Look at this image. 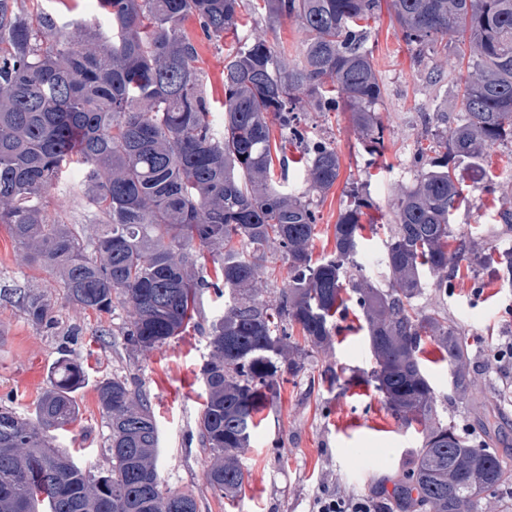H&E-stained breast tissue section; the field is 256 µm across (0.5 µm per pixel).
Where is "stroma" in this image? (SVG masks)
Here are the masks:
<instances>
[{"label":"stroma","instance_id":"1","mask_svg":"<svg viewBox=\"0 0 512 512\" xmlns=\"http://www.w3.org/2000/svg\"><path fill=\"white\" fill-rule=\"evenodd\" d=\"M248 31L266 35L289 62L300 57L302 33L296 18L268 27L263 9L247 17ZM198 49L197 66L216 125L224 123V59L236 45L234 35L223 42L203 38L195 20L184 23ZM367 47L383 89L374 107L384 128L380 153L370 154L364 137L344 111L308 112L303 116L310 138L335 147L340 176L323 194H306L319 221L312 241L314 258L335 247L334 227L359 187L372 201L361 219L360 262L368 265L379 287L387 282L374 260L384 250L392 207L401 192L413 188L425 170L415 157L417 143L457 123L460 92L454 59L408 50L389 6L368 20ZM464 200L453 215L457 237L484 252L512 248V229L503 222L512 213V145L486 149L481 168L458 172ZM50 217L63 224L86 227L99 219L85 195L45 198ZM460 273L448 290L445 307L471 344L472 365L482 374L489 402L496 405L499 425L494 451L512 456V359L498 360V350L512 344V288L501 287L494 273L462 258ZM27 288L55 305L57 325L35 327L10 291ZM224 311V300L204 292L197 326L160 347L139 351L117 331L127 319L124 305L109 313L86 311L66 300L58 274L31 261L8 232L0 228V403L28 415L49 389L51 371L64 357L77 359L86 372L76 392L77 420L54 432L52 443L67 449L76 461L95 470L110 468V435L99 409L96 387L119 374L133 379L147 394L160 435L158 469L165 484L192 492L197 512H311L319 488L346 491L352 496L380 500L391 494L404 473L410 449L418 447L417 428L405 427L389 410L370 380L374 365L366 341V326L356 304L337 316L332 343L305 362L297 374H283L274 401L260 414L262 422L250 448L241 454L245 481L232 497L215 493L205 480L208 454L197 437L205 398L200 370L210 347L206 327ZM425 367L437 395L441 418L464 433L482 434L478 401L465 402L449 387L450 371L434 345H426ZM337 383L321 381L324 371Z\"/></svg>","mask_w":512,"mask_h":512}]
</instances>
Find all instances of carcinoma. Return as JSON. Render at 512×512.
Instances as JSON below:
<instances>
[{"mask_svg":"<svg viewBox=\"0 0 512 512\" xmlns=\"http://www.w3.org/2000/svg\"><path fill=\"white\" fill-rule=\"evenodd\" d=\"M263 2L269 20L300 21V60L288 63L262 35L241 40L224 60L220 128L183 24L195 19L203 37L218 42L237 28L246 0H101L103 31L56 17L42 0L30 8L0 0V224L32 261L59 271L68 301L98 313L116 302L129 306L119 335L136 349L184 333L204 291L224 296V315L209 326L198 421L211 457L206 481L221 496L244 483L238 453L278 378L301 367L305 349L288 327H300L308 347L324 348L349 278L367 327L371 381L402 424L422 426L420 446L379 512H496L488 491L512 485V463L489 450L492 433L474 441L440 419L420 354L426 342L436 345L457 397L482 388L468 338L443 301L459 271L455 259L468 248L460 239L448 251L462 194L457 171L481 166L487 148L512 142V0H390L410 49L446 52L453 31L456 55L471 72L458 124L418 148L431 153L429 169L393 209L381 258L386 289L358 261L361 216L371 207L359 189L350 190L335 224L333 253L315 260L316 211L270 179L276 122L306 144L307 192L336 184L339 156L308 136L303 112L342 108L372 149L383 144L369 110L381 76L362 25L380 0ZM73 164L83 166L101 216L87 231L45 213L46 194L68 188ZM199 248L211 250L217 275L199 263ZM272 248L288 264V282L266 300L259 269ZM484 261L512 287V249ZM426 288L436 300L430 308L417 304ZM18 302L33 325L53 328L48 299L21 290ZM84 382L82 365L67 357L35 415L0 405V512H197L192 493L164 486L150 402L124 376L97 387L111 429L109 470L96 473L52 446L50 432L78 416L74 393Z\"/></svg>","mask_w":512,"mask_h":512,"instance_id":"cac0c4a2","label":"carcinoma"}]
</instances>
